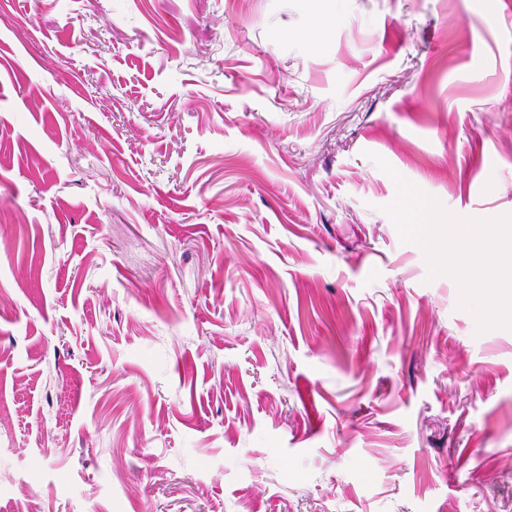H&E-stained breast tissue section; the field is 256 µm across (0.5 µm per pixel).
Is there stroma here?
<instances>
[{
  "label": "stroma",
  "mask_w": 512,
  "mask_h": 512,
  "mask_svg": "<svg viewBox=\"0 0 512 512\" xmlns=\"http://www.w3.org/2000/svg\"><path fill=\"white\" fill-rule=\"evenodd\" d=\"M376 154L512 214V0H0V512H512Z\"/></svg>",
  "instance_id": "stroma-1"
}]
</instances>
